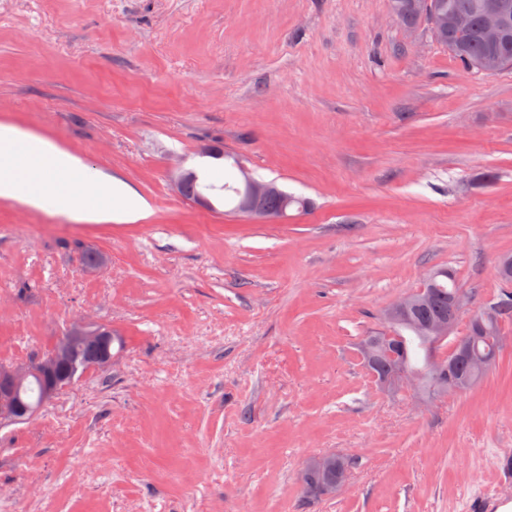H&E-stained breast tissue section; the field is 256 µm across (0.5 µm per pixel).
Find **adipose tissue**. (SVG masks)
<instances>
[{"instance_id": "adipose-tissue-1", "label": "adipose tissue", "mask_w": 512, "mask_h": 512, "mask_svg": "<svg viewBox=\"0 0 512 512\" xmlns=\"http://www.w3.org/2000/svg\"><path fill=\"white\" fill-rule=\"evenodd\" d=\"M0 198L53 207L79 222H134L147 202L125 181L103 176L54 142L0 125Z\"/></svg>"}]
</instances>
